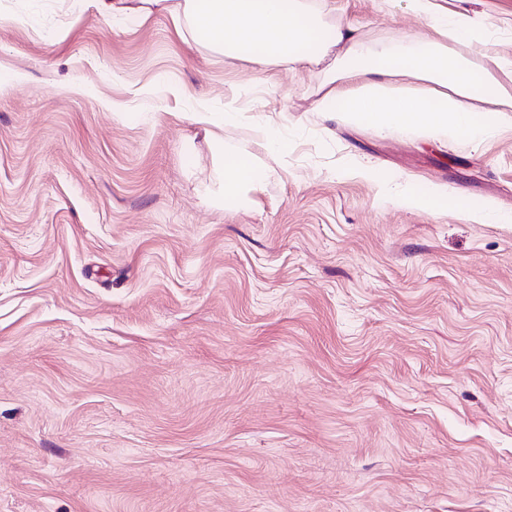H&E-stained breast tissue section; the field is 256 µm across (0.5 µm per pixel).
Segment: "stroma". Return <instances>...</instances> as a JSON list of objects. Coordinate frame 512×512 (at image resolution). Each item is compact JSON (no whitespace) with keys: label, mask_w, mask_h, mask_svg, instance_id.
Listing matches in <instances>:
<instances>
[{"label":"stroma","mask_w":512,"mask_h":512,"mask_svg":"<svg viewBox=\"0 0 512 512\" xmlns=\"http://www.w3.org/2000/svg\"><path fill=\"white\" fill-rule=\"evenodd\" d=\"M309 4L374 52L427 30ZM435 4L512 54V0ZM0 14V512H512V112L382 131L315 111L324 66L258 71L165 13ZM220 138L268 172L238 207ZM420 184L448 196L395 202Z\"/></svg>","instance_id":"35a3bbf8"}]
</instances>
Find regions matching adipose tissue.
Listing matches in <instances>:
<instances>
[{"instance_id": "1", "label": "adipose tissue", "mask_w": 512, "mask_h": 512, "mask_svg": "<svg viewBox=\"0 0 512 512\" xmlns=\"http://www.w3.org/2000/svg\"><path fill=\"white\" fill-rule=\"evenodd\" d=\"M100 14L145 17L170 13L195 38L258 69L328 60L329 77L314 109L351 124L369 123L433 138L477 140L499 113L512 110V92L495 71L474 66L458 52L481 43L485 30L465 12L439 11L433 0H407L431 22L425 36L409 35L371 52L351 26L325 22L305 0H95ZM220 192L225 203L265 183L264 167L243 149L218 144Z\"/></svg>"}]
</instances>
